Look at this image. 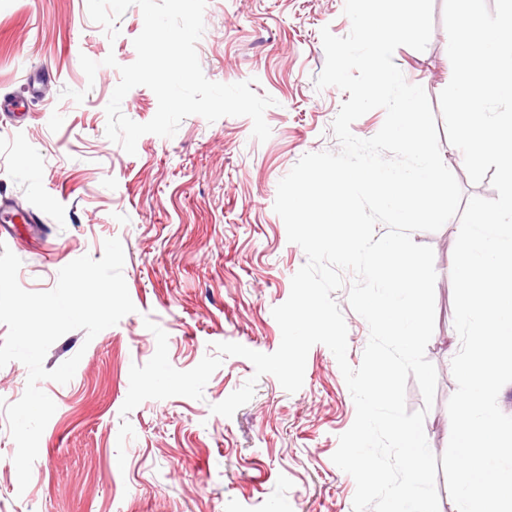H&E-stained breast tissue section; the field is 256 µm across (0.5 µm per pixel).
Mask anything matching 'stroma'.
Wrapping results in <instances>:
<instances>
[{"mask_svg": "<svg viewBox=\"0 0 512 512\" xmlns=\"http://www.w3.org/2000/svg\"><path fill=\"white\" fill-rule=\"evenodd\" d=\"M345 0H207L196 44L207 79L249 82L271 96L266 141L252 138V121L227 116L185 118L176 134H146L127 154L106 134L105 107L120 81L119 66L135 61L143 29L138 6L108 40L88 16L86 0H0V98L24 100L0 112V195L37 214L40 233L25 224L0 231V242L22 262L20 285L47 291L59 270L90 255L105 240L123 245V275L136 307L117 325L86 340L66 333L49 348L45 369L80 356L67 384L41 381L56 410L40 439L31 481L19 490L5 407L18 401L28 371L17 361L0 368V512H353L354 479L332 461L356 409L332 352L314 345L304 383L286 392L271 375L255 377L240 356L224 357L202 399H148L121 416L131 365L154 355L152 320L168 336L171 365L194 368L218 342L270 354L281 343L274 307L290 295L305 264L273 205L279 181L305 154L338 151L332 122L349 93L314 82L325 65L321 30L351 29ZM433 0V30L424 51L398 47L394 62L405 80L438 105L452 70L443 20ZM118 65H104L107 55ZM99 62L87 79L79 58ZM51 74L45 95L27 77ZM85 92L82 103L63 88ZM460 229L452 218L434 232L416 231L430 246L437 273L435 327L425 355L437 371L432 406L408 380V411L426 410L430 449L447 447V404L457 384L451 361L461 342L454 327L451 279ZM333 298L348 330L347 360L359 367L369 338L366 321L349 305L347 289ZM256 379L253 398L232 417L211 407ZM135 436L119 443L122 421Z\"/></svg>", "mask_w": 512, "mask_h": 512, "instance_id": "35a3bbf8", "label": "stroma"}]
</instances>
